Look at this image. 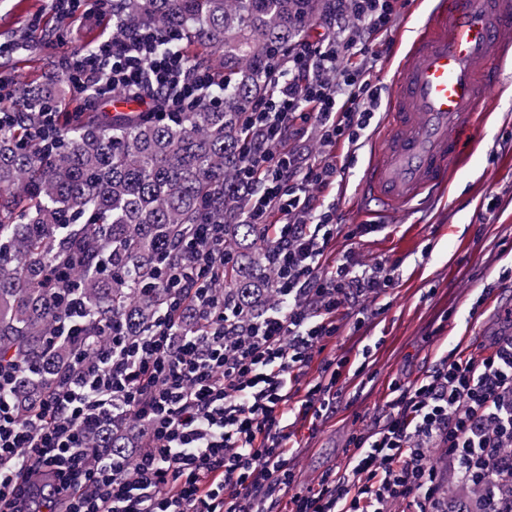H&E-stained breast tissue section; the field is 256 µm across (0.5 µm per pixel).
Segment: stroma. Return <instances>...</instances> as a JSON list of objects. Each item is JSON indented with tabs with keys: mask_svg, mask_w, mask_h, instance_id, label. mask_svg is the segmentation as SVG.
Returning a JSON list of instances; mask_svg holds the SVG:
<instances>
[{
	"mask_svg": "<svg viewBox=\"0 0 512 512\" xmlns=\"http://www.w3.org/2000/svg\"><path fill=\"white\" fill-rule=\"evenodd\" d=\"M422 8L414 0H398L385 41L369 42L382 57L373 81L389 97L391 64ZM112 32V13L59 21L50 0H0V44L16 45L0 53V70L15 80L39 82L64 69L71 55L93 47ZM490 114L479 147L454 177L443 203L426 202L411 214L388 216L354 209L365 150L339 158L343 187L336 197L339 224L381 225V232L363 238L337 235L336 253L351 251L362 263L395 266L390 304L373 323L353 330L344 321L339 335L315 355L302 383H314L322 367L341 355L354 359L357 375L339 381L342 398L328 419L310 424L290 420L296 450L290 459L298 486L317 487L329 469L344 467L354 449L353 434L377 429L388 409L391 385L420 381L434 361L449 353L441 337L473 336L471 353L489 347L496 337L512 332L506 312L512 309V70L500 88L484 101ZM494 214L482 220L487 203Z\"/></svg>",
	"mask_w": 512,
	"mask_h": 512,
	"instance_id": "obj_1",
	"label": "stroma"
}]
</instances>
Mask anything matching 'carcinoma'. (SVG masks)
Returning <instances> with one entry per match:
<instances>
[{
	"mask_svg": "<svg viewBox=\"0 0 512 512\" xmlns=\"http://www.w3.org/2000/svg\"><path fill=\"white\" fill-rule=\"evenodd\" d=\"M327 0H112V35L144 24L170 33L194 67L224 79L221 99L172 119L150 112L82 113L59 130L56 147L30 140L37 100L62 99L66 77L20 84L14 126L0 130V355L37 367L19 373L8 398L22 412L71 369L72 344L56 337L79 302L92 324L109 321L142 336L162 316L170 261L189 262L188 229L224 224V267L216 291L247 324L277 299L266 262L272 248L242 218L238 174L249 135L244 112L267 96L273 69ZM134 420L89 444L119 457L137 446ZM495 476L485 483L448 477L444 495L488 512Z\"/></svg>",
	"mask_w": 512,
	"mask_h": 512,
	"instance_id": "1",
	"label": "carcinoma"
}]
</instances>
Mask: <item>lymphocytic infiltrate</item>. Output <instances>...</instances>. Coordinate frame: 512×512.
<instances>
[{"label": "lymphocytic infiltrate", "mask_w": 512, "mask_h": 512, "mask_svg": "<svg viewBox=\"0 0 512 512\" xmlns=\"http://www.w3.org/2000/svg\"><path fill=\"white\" fill-rule=\"evenodd\" d=\"M336 16L317 42L301 41L266 98L246 114L255 131L245 143L240 181L246 223L271 239L266 256L280 300L249 324L212 295L224 275V227L198 224L195 259L172 266L163 318L143 336L109 329L61 335L78 346L72 373L29 414L6 397L14 373L0 362V512H448L446 474L512 477V335L479 356L449 354L420 382L394 384L381 428L351 438L345 470L323 474L318 488L297 487L289 465L286 421L329 417L340 395L345 359L327 363L323 379L302 385L317 345L339 334L338 314L355 328L385 297L395 269L352 254L322 258L339 232L335 161L305 151L358 144L381 119V97L365 63L367 36L387 31L393 0H333ZM166 32L144 27L76 54L72 89L100 101L117 90L148 101L157 115L212 101L222 83L163 53ZM199 326L181 332L187 316ZM134 416L144 437L123 459L88 444L102 425ZM448 460L440 472L433 451Z\"/></svg>", "instance_id": "f902f5d3"}]
</instances>
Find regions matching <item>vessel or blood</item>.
I'll return each mask as SVG.
<instances>
[{
    "mask_svg": "<svg viewBox=\"0 0 512 512\" xmlns=\"http://www.w3.org/2000/svg\"><path fill=\"white\" fill-rule=\"evenodd\" d=\"M512 65V0H429L395 69V91L358 186L362 207L393 216L448 188L478 139L482 103Z\"/></svg>",
    "mask_w": 512,
    "mask_h": 512,
    "instance_id": "b4317fda",
    "label": "vessel or blood"
}]
</instances>
